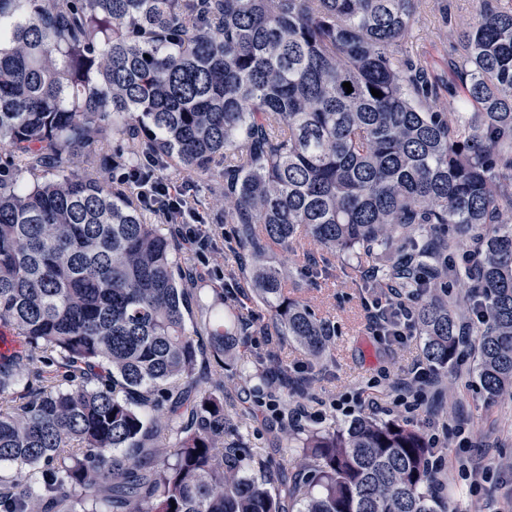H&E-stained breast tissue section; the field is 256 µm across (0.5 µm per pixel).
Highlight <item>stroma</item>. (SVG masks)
<instances>
[{"label":"stroma","mask_w":512,"mask_h":512,"mask_svg":"<svg viewBox=\"0 0 512 512\" xmlns=\"http://www.w3.org/2000/svg\"><path fill=\"white\" fill-rule=\"evenodd\" d=\"M471 0H419L408 47L421 54L430 70L447 77L448 63L456 56L457 35L472 20ZM223 278L202 273L196 285L198 300L186 318L194 326L208 311L223 313L226 327L243 340L235 352L234 369L224 373V407L236 414L248 430V445L255 455L287 459L292 446L300 445L307 431L318 424L302 419L293 425L292 410L300 405L321 410L326 422L343 424L349 417L377 415L398 418L425 436H439L448 460H455L459 440L452 432L459 425L469 432L471 457L491 461L494 476L480 498L495 512L512 495V401L488 405L480 387L479 359L470 352L473 336H466V350L448 367L436 370L418 412L394 406L395 388L407 371L423 359L422 336L405 345L386 347L370 332L366 305L375 294L362 288V263L356 259L331 258L318 283L297 278L296 294L310 302L334 329L329 350L318 359L301 346L286 340L266 345L263 329L271 319L268 309L252 304L247 274L231 253H224ZM281 359L289 375L311 374L310 390L300 398L285 396L279 380L256 387L253 380L238 377L237 369L256 371L270 358ZM278 400L279 412L269 411V400Z\"/></svg>","instance_id":"stroma-1"}]
</instances>
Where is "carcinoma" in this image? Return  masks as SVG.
<instances>
[{"mask_svg":"<svg viewBox=\"0 0 512 512\" xmlns=\"http://www.w3.org/2000/svg\"><path fill=\"white\" fill-rule=\"evenodd\" d=\"M418 2L0 0V157L56 172L0 178V332L29 347L0 351V512H442L431 448L397 419L310 432L270 491V462L224 444V384L196 377L204 353L224 375L240 338L222 315L188 333L173 239L126 188L66 170L110 133L131 168L220 179L275 335L328 348L267 254L315 279L309 239L374 260L364 287L401 289L436 366L479 317L482 388L512 399V0H476L446 83L404 49ZM457 80L458 111L435 109Z\"/></svg>","mask_w":512,"mask_h":512,"instance_id":"cac0c4a2","label":"carcinoma"}]
</instances>
